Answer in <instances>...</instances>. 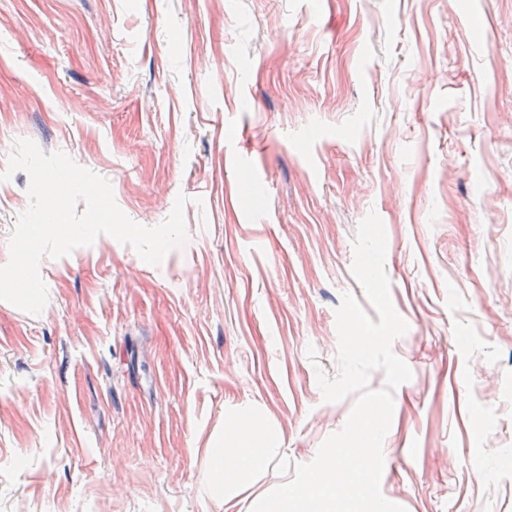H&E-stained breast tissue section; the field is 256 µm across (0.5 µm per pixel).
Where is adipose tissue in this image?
<instances>
[{"instance_id": "1", "label": "adipose tissue", "mask_w": 512, "mask_h": 512, "mask_svg": "<svg viewBox=\"0 0 512 512\" xmlns=\"http://www.w3.org/2000/svg\"><path fill=\"white\" fill-rule=\"evenodd\" d=\"M274 454L267 430L249 415H242L210 448L209 467L200 486L202 495L232 502L249 478Z\"/></svg>"}]
</instances>
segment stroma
I'll list each match as a JSON object with an SVG mask.
<instances>
[{
  "instance_id": "1",
  "label": "stroma",
  "mask_w": 512,
  "mask_h": 512,
  "mask_svg": "<svg viewBox=\"0 0 512 512\" xmlns=\"http://www.w3.org/2000/svg\"><path fill=\"white\" fill-rule=\"evenodd\" d=\"M19 139L139 224L184 195L187 240L153 266L102 235L41 262L40 315L0 301V512H224L198 487L245 409L278 453L234 512L291 480L353 405L316 373L342 294L371 307L372 210L412 373L382 493L512 512V0H0V171Z\"/></svg>"
}]
</instances>
